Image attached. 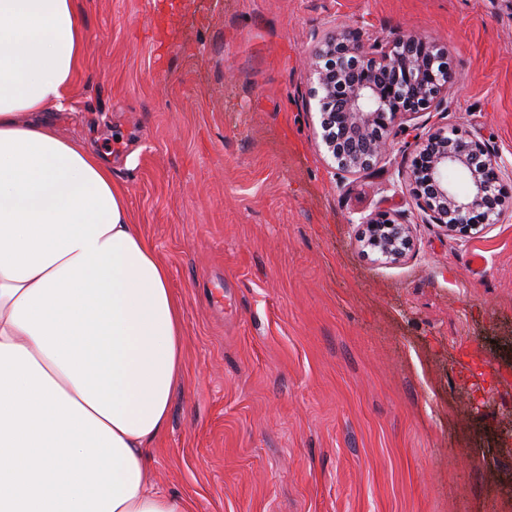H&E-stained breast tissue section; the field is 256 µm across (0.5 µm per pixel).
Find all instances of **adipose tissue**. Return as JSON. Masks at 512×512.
<instances>
[{
    "instance_id": "adipose-tissue-1",
    "label": "adipose tissue",
    "mask_w": 512,
    "mask_h": 512,
    "mask_svg": "<svg viewBox=\"0 0 512 512\" xmlns=\"http://www.w3.org/2000/svg\"><path fill=\"white\" fill-rule=\"evenodd\" d=\"M74 0H0V512H191L148 483L182 370L166 267L62 108Z\"/></svg>"
}]
</instances>
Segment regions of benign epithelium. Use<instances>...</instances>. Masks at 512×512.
Returning <instances> with one entry per match:
<instances>
[{"instance_id":"1","label":"benign epithelium","mask_w":512,"mask_h":512,"mask_svg":"<svg viewBox=\"0 0 512 512\" xmlns=\"http://www.w3.org/2000/svg\"><path fill=\"white\" fill-rule=\"evenodd\" d=\"M437 45L414 33L388 42H362L347 30L326 40L315 56L311 96L320 112L322 142L344 173L370 170L381 158L397 128L420 112L440 105L452 82L449 70L432 67ZM350 62L355 78H339L336 58ZM466 176L469 190L459 194L448 186V169ZM409 191L430 220L447 232L467 236L472 217L494 224L507 199L498 160L485 144L460 130H438L417 142L409 173ZM364 246L383 258L399 260L411 249L409 226L379 210L361 234Z\"/></svg>"}]
</instances>
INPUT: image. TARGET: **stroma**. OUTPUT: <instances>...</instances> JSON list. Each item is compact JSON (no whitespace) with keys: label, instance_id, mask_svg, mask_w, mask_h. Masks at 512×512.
Returning <instances> with one entry per match:
<instances>
[{"label":"stroma","instance_id":"1","mask_svg":"<svg viewBox=\"0 0 512 512\" xmlns=\"http://www.w3.org/2000/svg\"><path fill=\"white\" fill-rule=\"evenodd\" d=\"M75 3L49 119L107 155L182 317L149 480L191 512H512V212L462 237L405 187L441 127L512 185V0ZM339 28L419 32L452 74L365 173L336 171L309 95ZM382 209L411 227L396 262L360 240Z\"/></svg>","mask_w":512,"mask_h":512}]
</instances>
